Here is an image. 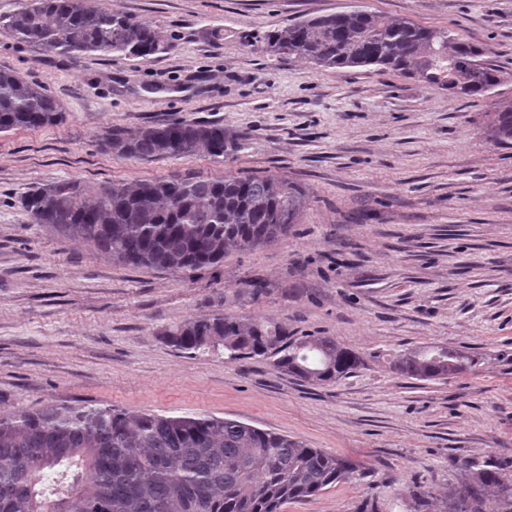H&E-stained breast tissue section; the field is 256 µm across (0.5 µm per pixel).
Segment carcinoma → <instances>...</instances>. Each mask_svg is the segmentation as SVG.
Listing matches in <instances>:
<instances>
[{"instance_id": "obj_1", "label": "carcinoma", "mask_w": 512, "mask_h": 512, "mask_svg": "<svg viewBox=\"0 0 512 512\" xmlns=\"http://www.w3.org/2000/svg\"><path fill=\"white\" fill-rule=\"evenodd\" d=\"M17 42L70 58L122 53L148 58L170 40L152 25L88 0H26L0 15ZM274 55H297L318 67L393 69L458 97L485 94L500 82L485 50L449 30L363 9L308 17L256 37ZM63 119L56 99L10 69H0V132L51 126ZM487 136L512 148V102L487 114ZM112 153L149 160L220 157L236 143L218 122L148 124L114 129ZM32 223L77 238L114 264L187 272L259 249L299 223L307 195L273 175L173 176L107 182L93 191L58 180L19 200ZM167 346L230 360L260 357L280 372L329 383L360 358L334 336L294 337L283 324L224 311L191 317L162 333ZM475 358L448 346L409 349L393 370L418 380L473 369ZM444 512H483L488 499L512 512V460L466 462ZM343 458L243 422L174 417L110 406L51 404L0 418V512H280L351 478Z\"/></svg>"}]
</instances>
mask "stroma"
<instances>
[{"label":"stroma","mask_w":512,"mask_h":512,"mask_svg":"<svg viewBox=\"0 0 512 512\" xmlns=\"http://www.w3.org/2000/svg\"><path fill=\"white\" fill-rule=\"evenodd\" d=\"M173 36L171 51L70 58L0 32V68L45 86L62 122L0 133V415L50 404L237 420L321 448L357 473L281 512H441L461 463L512 459V149L485 116L512 100V0H91ZM364 9L445 28L500 72L458 98L401 72L318 69L252 35ZM175 120L217 121L241 144L125 158L101 144ZM275 175L308 208L279 241L193 273L132 269L33 224L19 199L173 175ZM259 277L260 299L241 295ZM225 308L333 336L363 364L317 384L268 360L187 354L163 331ZM477 357L444 380L395 373L403 350Z\"/></svg>","instance_id":"1"}]
</instances>
